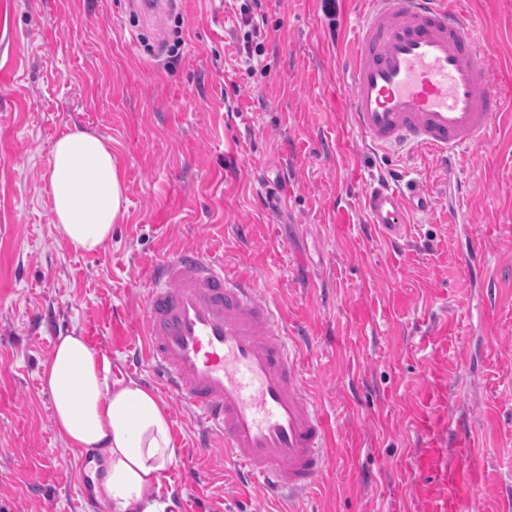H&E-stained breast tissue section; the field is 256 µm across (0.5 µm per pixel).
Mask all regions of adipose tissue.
<instances>
[{
  "mask_svg": "<svg viewBox=\"0 0 512 512\" xmlns=\"http://www.w3.org/2000/svg\"><path fill=\"white\" fill-rule=\"evenodd\" d=\"M53 226L77 251H98L125 210L126 186L111 145L75 127L48 160ZM111 362L72 332L59 336L43 363L53 426L69 447L103 450L107 474L99 496L108 512H166L159 493L176 459L172 420L159 397L136 380L114 384Z\"/></svg>",
  "mask_w": 512,
  "mask_h": 512,
  "instance_id": "1",
  "label": "adipose tissue"
}]
</instances>
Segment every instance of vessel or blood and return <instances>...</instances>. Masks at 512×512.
<instances>
[{
  "label": "vessel or blood",
  "instance_id": "obj_1",
  "mask_svg": "<svg viewBox=\"0 0 512 512\" xmlns=\"http://www.w3.org/2000/svg\"><path fill=\"white\" fill-rule=\"evenodd\" d=\"M344 61L351 126L371 146L425 149L448 162L484 140L505 110L490 87L458 0H367ZM398 182L370 183L368 224L398 244L407 238ZM301 350L280 309L245 281L186 248L151 264L144 339L125 369L184 400L224 441L236 474L274 499L314 488L330 434L302 382Z\"/></svg>",
  "mask_w": 512,
  "mask_h": 512
}]
</instances>
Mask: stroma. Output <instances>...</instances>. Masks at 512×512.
Wrapping results in <instances>:
<instances>
[{
	"label": "stroma",
	"mask_w": 512,
	"mask_h": 512,
	"mask_svg": "<svg viewBox=\"0 0 512 512\" xmlns=\"http://www.w3.org/2000/svg\"><path fill=\"white\" fill-rule=\"evenodd\" d=\"M463 4L512 113V0ZM239 6L178 0L148 18L136 0H0V512H78V451L56 434L41 365L74 331L120 380L142 344L146 269L185 248L312 338L300 377L331 441L318 485L273 503L235 482L223 446L197 448L199 418L162 394L172 512H512V121L449 169L375 149L349 123L339 67L364 0H257L251 73ZM76 125L110 141L127 185L94 253L57 235L47 189L52 146ZM394 176L428 201L402 246L363 212L367 185ZM475 247L480 280L498 284L487 309L464 262Z\"/></svg>",
	"instance_id": "35a3bbf8"
}]
</instances>
